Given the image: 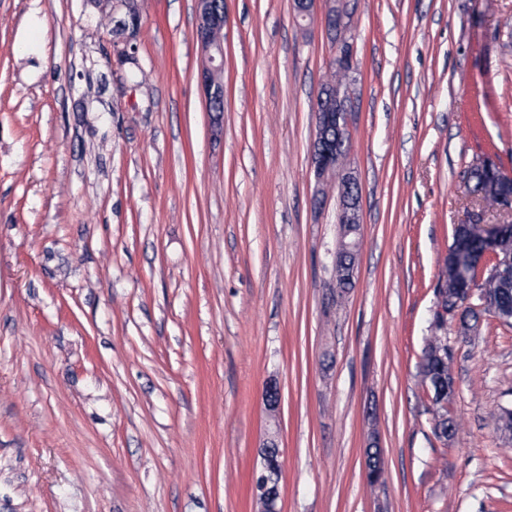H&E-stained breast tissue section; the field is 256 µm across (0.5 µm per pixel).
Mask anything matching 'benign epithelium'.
<instances>
[{
	"instance_id": "7a95c632",
	"label": "benign epithelium",
	"mask_w": 512,
	"mask_h": 512,
	"mask_svg": "<svg viewBox=\"0 0 512 512\" xmlns=\"http://www.w3.org/2000/svg\"><path fill=\"white\" fill-rule=\"evenodd\" d=\"M320 21L335 37L336 70L340 77L330 82L329 100L325 104V112L321 118V128L315 133L312 146V166L318 182L336 180L337 223L350 225L354 233H359L362 223V195L357 191L360 187L357 177L343 168V160L348 151L342 139L330 138L332 130L344 131L348 127L350 102L345 95V78L353 67V47L347 34L350 30L349 13L342 6H331L320 15ZM224 10L220 0H197L196 4V41L201 53V66L198 79L210 112L224 111V84L218 81L224 69ZM508 224H486L484 213L476 210L465 224L455 227L457 230L454 244L448 247L444 259L454 271L456 287L462 289L466 296L464 305H470L473 297H481V304L474 306L476 310L496 306L489 299L487 291H477V286L469 280L466 267L476 262V267L483 270L486 261L493 259L492 275L502 281L512 279V246L505 243L509 230ZM474 238L482 244L481 255H476L470 248ZM271 395L264 399L268 416L275 420L279 413V392L276 384L267 386ZM262 462L260 469L255 471L253 480V497L260 506V512H280V488L269 476L268 463L272 455H281L279 444L275 440L274 431L266 434L262 446ZM366 468L369 481L375 475L383 474L384 460L379 448L366 449Z\"/></svg>"
}]
</instances>
